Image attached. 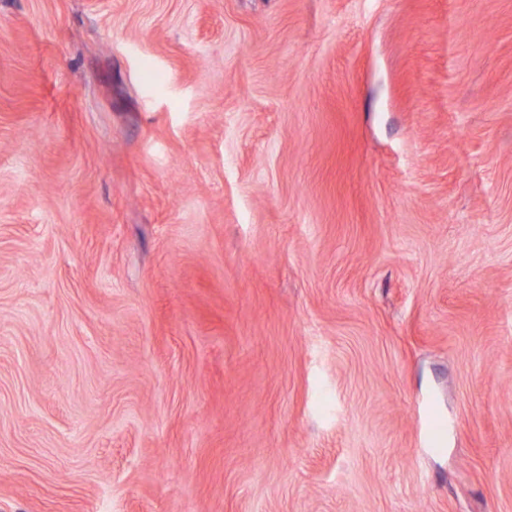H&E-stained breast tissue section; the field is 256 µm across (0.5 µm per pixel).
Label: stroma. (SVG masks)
Instances as JSON below:
<instances>
[{"label": "stroma", "instance_id": "stroma-1", "mask_svg": "<svg viewBox=\"0 0 512 512\" xmlns=\"http://www.w3.org/2000/svg\"><path fill=\"white\" fill-rule=\"evenodd\" d=\"M0 512H512V0H0Z\"/></svg>", "mask_w": 512, "mask_h": 512}]
</instances>
